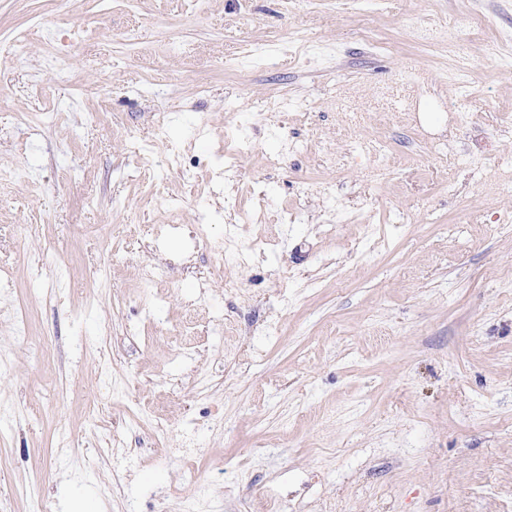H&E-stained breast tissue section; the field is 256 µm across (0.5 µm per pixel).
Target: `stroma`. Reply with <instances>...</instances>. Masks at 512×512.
<instances>
[{
    "mask_svg": "<svg viewBox=\"0 0 512 512\" xmlns=\"http://www.w3.org/2000/svg\"><path fill=\"white\" fill-rule=\"evenodd\" d=\"M15 41L0 512H512V0H0Z\"/></svg>",
    "mask_w": 512,
    "mask_h": 512,
    "instance_id": "1",
    "label": "stroma"
}]
</instances>
